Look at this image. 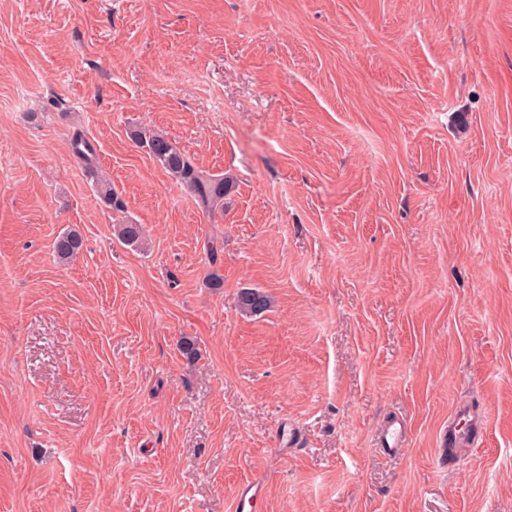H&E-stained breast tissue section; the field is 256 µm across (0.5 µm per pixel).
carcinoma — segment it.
Returning <instances> with one entry per match:
<instances>
[{"instance_id": "cac0c4a2", "label": "carcinoma", "mask_w": 512, "mask_h": 512, "mask_svg": "<svg viewBox=\"0 0 512 512\" xmlns=\"http://www.w3.org/2000/svg\"><path fill=\"white\" fill-rule=\"evenodd\" d=\"M146 145L157 164L178 180L203 209L213 212L223 206L229 189V181L224 176L206 174L195 168L177 144L162 134L148 136ZM117 234L131 246L142 242L139 224H119ZM81 247V236L75 230L59 235L54 241V252L61 261L73 258ZM239 306L250 314H260L269 307V299L258 290L246 289L240 294Z\"/></svg>"}]
</instances>
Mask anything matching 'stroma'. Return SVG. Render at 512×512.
<instances>
[{
    "label": "stroma",
    "mask_w": 512,
    "mask_h": 512,
    "mask_svg": "<svg viewBox=\"0 0 512 512\" xmlns=\"http://www.w3.org/2000/svg\"><path fill=\"white\" fill-rule=\"evenodd\" d=\"M462 400L484 436L445 468ZM251 480L261 512H512V0H0V512ZM146 145L157 164L178 180L203 209L214 212L222 208L229 189V181L223 175L199 171L177 144L163 134L148 136ZM81 247V236L75 230L62 233L54 241V252L60 261H68L73 258ZM266 295L255 289H245L239 297L240 308L250 314H260L269 307ZM406 433L402 422L396 418H390L384 426L380 445L388 454L397 452L404 446Z\"/></svg>",
    "instance_id": "obj_1"
}]
</instances>
